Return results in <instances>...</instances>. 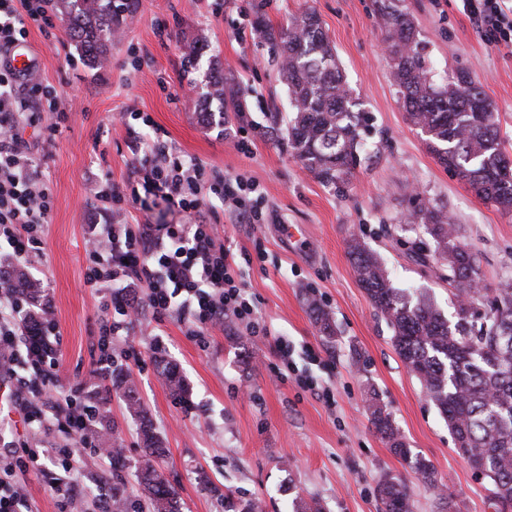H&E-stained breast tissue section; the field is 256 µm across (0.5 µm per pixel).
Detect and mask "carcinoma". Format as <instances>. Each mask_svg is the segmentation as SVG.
Instances as JSON below:
<instances>
[{
  "mask_svg": "<svg viewBox=\"0 0 512 512\" xmlns=\"http://www.w3.org/2000/svg\"><path fill=\"white\" fill-rule=\"evenodd\" d=\"M138 2L61 0L68 35L89 67L104 63L112 39L126 16L137 11ZM378 15L409 122L427 136L438 163L453 169L481 200L512 214V174L501 170L506 150L483 89L464 72L444 85L436 84L410 13L399 10L393 0H379ZM265 37L281 59L291 105L287 118L272 114L267 134L286 142L292 156L321 182L346 185L360 162L367 117L356 109L317 12L309 8L291 17L278 34ZM209 87L210 98L229 104L237 113L243 111L240 91L224 80V74L214 76ZM418 228L426 237L410 242L409 258L425 273L439 264L435 276L455 290L449 318L427 295L394 287L386 268L360 238L347 241V255L360 286L391 329L396 351L448 424L458 453L469 465L482 467L501 512H508L512 510V281L501 283L488 307L474 318L465 304L475 305L481 297V290L473 288L481 282L479 266L460 242L448 212L436 204L420 203L400 225L408 233ZM309 308L320 331L333 337L322 302L312 296ZM155 364L170 392L189 403L177 365L161 353L155 355ZM112 390L124 398L143 443V462L136 471L143 501L133 503L125 495L124 448L112 440V507L115 512H180L174 489L155 466L168 449L155 432L134 381L115 368ZM371 408V422L382 439L418 480L439 491L448 512H453L454 504L432 464L407 448L382 408L374 403ZM378 496L381 512H413L400 478L383 482ZM224 512H262V504L236 502L226 495Z\"/></svg>",
  "mask_w": 512,
  "mask_h": 512,
  "instance_id": "cac0c4a2",
  "label": "carcinoma"
}]
</instances>
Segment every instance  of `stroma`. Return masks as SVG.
I'll use <instances>...</instances> for the list:
<instances>
[{
    "label": "stroma",
    "instance_id": "1",
    "mask_svg": "<svg viewBox=\"0 0 512 512\" xmlns=\"http://www.w3.org/2000/svg\"><path fill=\"white\" fill-rule=\"evenodd\" d=\"M400 5L425 39L438 79L463 71L481 85L512 154V44L482 40L460 0ZM309 8L336 49L353 98L372 117L367 155L341 188L321 183L286 145L263 134L271 113L288 112V94L253 22L263 16L276 31ZM52 13L53 28L29 25L24 47L70 118L53 139L31 127L24 134L51 199L44 255L24 270L41 282L61 334L60 384L83 383L87 400L104 407L125 448L130 500L139 498L137 426L122 397L93 375L99 314L94 291L83 282L85 247L94 226L112 218L109 203L97 197L101 178L110 176L127 191L140 187L143 144L157 126L175 158L203 161L220 178L255 182L265 214L264 223L241 224L222 204L213 208L233 252L251 258L243 268L245 291L262 318L264 338L253 340L244 325L229 320L208 330L202 347L187 335L186 323L172 317L158 325L147 316L117 347L119 366L135 365L132 377L169 450L161 468L181 512H224V493L261 500L263 512H293L299 499L317 501L322 512H380L378 487L391 477L407 484L413 512H440L436 493L372 426L373 401L390 414L408 448L435 467L457 512H494L488 480L458 453L346 254L347 239L362 238L395 287L426 293L452 315V287L422 273L397 230L416 190L452 215L461 241L478 257L486 288L512 278V214L485 203L440 166L407 120L376 0H139L107 63L95 69L69 39L60 5ZM192 41L201 54L190 61L180 47ZM215 59L243 93L242 114L206 96ZM206 112L224 113L225 120L206 123ZM239 142L246 152L236 150ZM310 295L329 311L333 341L315 326ZM280 338L293 348L286 364L276 351ZM158 350L179 365L190 406L175 401L158 376ZM302 376L329 388V400L300 387ZM23 479L33 512H96L100 494L112 489V467L84 451L65 480L35 468Z\"/></svg>",
    "mask_w": 512,
    "mask_h": 512
}]
</instances>
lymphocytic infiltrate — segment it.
I'll use <instances>...</instances> for the list:
<instances>
[{"label": "lymphocytic infiltrate", "mask_w": 512, "mask_h": 512, "mask_svg": "<svg viewBox=\"0 0 512 512\" xmlns=\"http://www.w3.org/2000/svg\"><path fill=\"white\" fill-rule=\"evenodd\" d=\"M465 13L478 23L482 38L492 44L512 42V13L500 0H462ZM52 24L49 0H0V244L8 259L31 262L42 256L51 211L50 196L41 181L23 134L39 120L23 111L20 98H37L42 89L37 65L12 68L9 58L27 34V21ZM150 161L146 177L151 188L180 212L184 224H100L89 239L84 282L99 296V308L115 310L119 321L103 323L99 339L97 377L111 375L112 347L129 333L127 320L147 308L154 321L178 316L190 333L222 325L225 319L254 324L256 311L243 296L241 268L223 238L222 225L212 221L210 200L234 208L242 221L261 223L257 206H244L241 194L250 190L242 178L212 180L204 162L174 158L161 131L146 141ZM148 288L144 303L130 300L125 286ZM24 300L9 277L0 278V352L21 357L35 376H19L12 400L34 431H54L64 440L59 448L28 450L32 465L59 466L71 448H88L90 427L102 407L85 403L83 385H57L60 337L52 312L36 320L20 318Z\"/></svg>", "instance_id": "obj_1"}]
</instances>
